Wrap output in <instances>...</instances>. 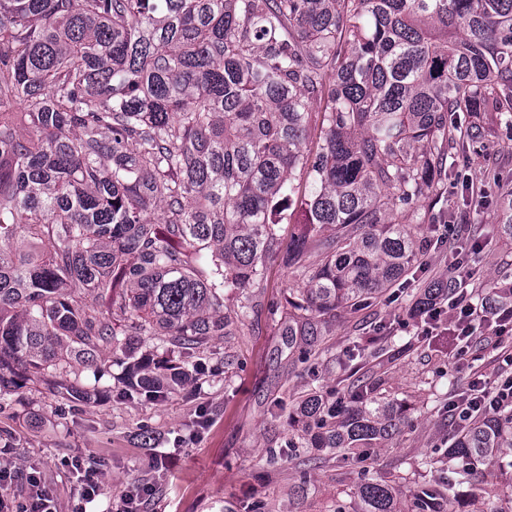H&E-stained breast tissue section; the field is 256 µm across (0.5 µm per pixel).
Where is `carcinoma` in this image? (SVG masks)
<instances>
[{"mask_svg":"<svg viewBox=\"0 0 512 512\" xmlns=\"http://www.w3.org/2000/svg\"><path fill=\"white\" fill-rule=\"evenodd\" d=\"M484 112L512 139V0H0V399L74 363L95 392L116 360L122 398L161 399L249 317L273 258L300 280L290 343L385 300L422 264L415 230L456 152L484 144ZM298 206L313 261L302 235L281 247ZM498 215L512 235V191ZM434 294L455 280L412 306ZM149 339L169 356L139 354ZM379 387L304 395L288 447L392 439L405 404ZM507 448L512 409L466 421L450 474L406 501L359 455L357 512H449L460 487L496 486Z\"/></svg>","mask_w":512,"mask_h":512,"instance_id":"carcinoma-1","label":"carcinoma"}]
</instances>
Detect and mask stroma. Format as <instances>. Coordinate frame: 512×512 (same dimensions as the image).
I'll use <instances>...</instances> for the list:
<instances>
[{
    "label": "stroma",
    "mask_w": 512,
    "mask_h": 512,
    "mask_svg": "<svg viewBox=\"0 0 512 512\" xmlns=\"http://www.w3.org/2000/svg\"><path fill=\"white\" fill-rule=\"evenodd\" d=\"M502 131L492 132L485 146L457 156L456 172L470 174L475 185L490 189L480 212L470 211L460 193H449L450 221L473 229L482 251L468 262L464 285L473 290L512 273V237L497 233L494 194L512 185V146ZM449 249H429L407 288L363 311L338 310L323 317L317 360L299 359L301 343H289L284 327V298L296 282L292 269L279 260L267 264L263 287L252 289L254 312L245 324L231 327L214 344L201 380L157 401H123V367L113 363L109 391L83 400L73 392L82 368L59 379L51 389L29 391L22 403L0 409V468L13 476L11 491L21 494L29 472L39 471L52 492L58 512H116L125 490L153 482L143 512H335L355 508L360 474L353 460L329 451L288 447V415L299 396L316 390L329 394L345 384L348 374L374 372L385 397L407 405V422L399 436L370 449L376 480L394 481L403 492L441 479L447 471L440 438L446 433L438 414L455 387H467L472 370L456 361L442 336L422 335L409 316L408 289L451 274ZM410 343L406 357L390 361L386 344ZM156 436L155 449L143 448L140 428ZM283 456L268 468V448ZM163 453L166 465L151 478L152 452ZM81 457L104 474L101 495L80 503L76 479L67 465ZM309 466H302V459ZM305 481L303 497L292 493Z\"/></svg>",
    "instance_id": "stroma-1"
}]
</instances>
